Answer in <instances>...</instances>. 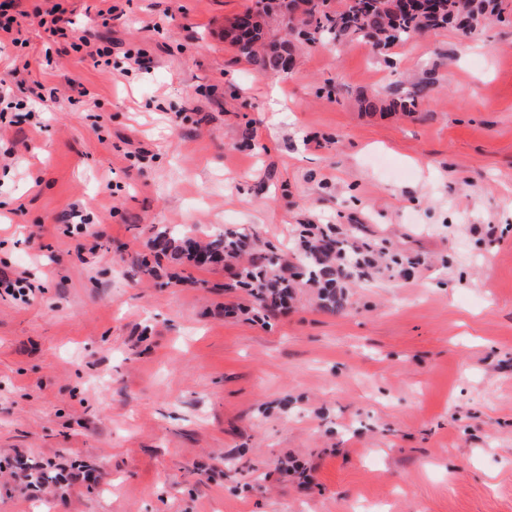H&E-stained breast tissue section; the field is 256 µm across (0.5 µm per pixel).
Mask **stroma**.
Returning <instances> with one entry per match:
<instances>
[{"label":"stroma","instance_id":"35a3bbf8","mask_svg":"<svg viewBox=\"0 0 512 512\" xmlns=\"http://www.w3.org/2000/svg\"><path fill=\"white\" fill-rule=\"evenodd\" d=\"M57 3L117 44L110 68L45 65ZM254 3L20 2L0 273L34 292L0 296V463L77 480L0 473V512H512V18L386 58L325 37L263 75L224 38ZM126 48L147 73L121 75ZM423 78L413 112L361 106ZM305 224L389 253L342 313L303 287L278 317L234 315L252 300L230 269L138 265L164 227L285 253ZM395 254L426 265L403 276ZM30 276L31 274L28 271L17 273L14 279L0 276V285L4 286L6 295L13 297L15 300L20 299L26 302L29 292L32 291L31 288H26L28 287Z\"/></svg>","mask_w":512,"mask_h":512}]
</instances>
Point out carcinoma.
<instances>
[{"label":"carcinoma","mask_w":512,"mask_h":512,"mask_svg":"<svg viewBox=\"0 0 512 512\" xmlns=\"http://www.w3.org/2000/svg\"><path fill=\"white\" fill-rule=\"evenodd\" d=\"M302 10L296 20L293 14ZM502 0H439L426 2L416 12L399 10L396 0H344L343 6L333 7L332 0H256L259 21L253 27L231 39L238 56L253 65L256 70L269 73L282 70L288 65L284 44L277 43L272 22L289 26L297 39L314 41L313 33H322L336 41L356 37L372 45L373 50L385 54L395 44L405 45L412 36L422 30L452 25L463 40L471 39L480 24L487 18L501 16ZM432 82L414 85L413 90L395 95L382 104L364 99L361 105L368 110L380 108L387 111L411 112L417 98L430 90ZM254 243L249 236L238 232H223L213 236L201 246L197 240L183 232L164 229L155 232L148 242L155 262L171 259L201 264L199 255L207 256V263L218 264L237 260L250 254L247 264L237 273L235 286L254 289L263 294L258 308L275 302V288H292L296 278H306V283L317 289L320 307L330 314L341 311L347 297L339 289L340 278L355 279L363 276L360 266L352 262L339 275L342 259L338 253L348 251L346 244L338 240L336 246L327 249L324 241L307 242L301 233L296 244L298 264L284 262L274 251L253 252Z\"/></svg>","instance_id":"carcinoma-1"}]
</instances>
